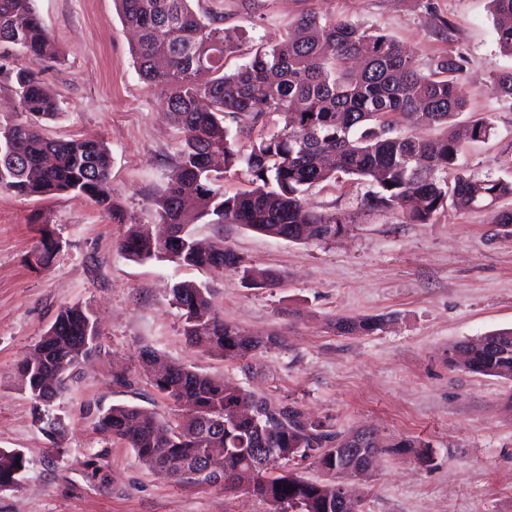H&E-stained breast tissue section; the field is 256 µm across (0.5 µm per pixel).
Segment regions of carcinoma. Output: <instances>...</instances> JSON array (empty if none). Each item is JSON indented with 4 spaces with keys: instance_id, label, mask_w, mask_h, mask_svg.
Returning a JSON list of instances; mask_svg holds the SVG:
<instances>
[{
    "instance_id": "obj_1",
    "label": "carcinoma",
    "mask_w": 512,
    "mask_h": 512,
    "mask_svg": "<svg viewBox=\"0 0 512 512\" xmlns=\"http://www.w3.org/2000/svg\"><path fill=\"white\" fill-rule=\"evenodd\" d=\"M34 2L0 0V69H7L21 116L0 123V192L20 197L70 193L92 200L115 218L106 143L98 137L43 133V123L57 117L60 103L39 78L37 66L57 61L60 50ZM115 2L123 23L138 30L132 55L141 79L161 91L168 116L183 134L168 186L152 202L155 217L170 225L175 236L162 243L130 227L119 249L135 260L157 259L216 274L238 268L241 258L222 243L209 253L193 248L192 226L203 219L219 231L226 224H241L274 238L286 228L294 240L308 241L311 235L295 224L303 211L307 223L326 229L322 240H332L347 230L351 217L308 210L305 195L339 173L377 188L364 200V209L397 211L418 224L428 223L449 199L468 210L512 196V181L458 173L448 183L461 139L481 140L492 131L485 116H472L456 128L466 107L459 83L463 65L457 59L438 57L426 73L412 52L384 33L305 13L278 44L256 48L248 63L226 73L225 60L238 42L227 35L222 17L196 12L191 0ZM489 3L498 45L512 55V0ZM159 46L167 52L161 66ZM18 53L30 65L9 66ZM201 65L214 72L205 86L195 80ZM492 89L512 99V71L493 74ZM202 98L208 100L204 109L198 106ZM278 113L288 115L286 126L259 135L243 153L240 139ZM424 116L446 126L447 133L428 139L402 131ZM331 152L335 161L327 164L324 157ZM241 164L250 173V187L228 195L224 178ZM51 241L50 231H42L41 265L57 251ZM246 280L264 288L278 281V274L255 271ZM172 294L185 317L184 336L205 352L245 358L284 343L278 333L244 342L241 329L215 309L206 285L180 282ZM333 326L341 334H369L382 326V319L338 317ZM97 336V320L87 309L66 306L35 353L17 364L35 416L48 414L41 429L54 442L64 433V423L49 415L47 404L65 388L69 373L96 355ZM455 348L468 352V372L512 381V329ZM140 356L152 385L176 405L177 423H163L137 406L112 405L100 411L98 426L125 441L144 465L177 481L207 483L212 476L196 471L205 467L208 449H224L220 467L233 474L248 468L249 449L268 448L271 456L257 470L252 492L271 505V512H335L327 486L302 478L289 466L311 459L324 469L336 468V442L345 434L296 406L273 403L178 364L158 376L150 371L158 354L146 347ZM241 404L255 407V418H238ZM26 468L22 453L0 449V489L16 484Z\"/></svg>"
}]
</instances>
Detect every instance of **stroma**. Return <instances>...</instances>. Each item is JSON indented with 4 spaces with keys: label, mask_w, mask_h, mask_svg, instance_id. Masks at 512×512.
<instances>
[{
    "label": "stroma",
    "mask_w": 512,
    "mask_h": 512,
    "mask_svg": "<svg viewBox=\"0 0 512 512\" xmlns=\"http://www.w3.org/2000/svg\"><path fill=\"white\" fill-rule=\"evenodd\" d=\"M223 16L241 40L225 71L247 63L259 46L282 40L312 11L380 30L414 51L420 66L464 57L466 116L490 117L489 137L463 143L458 171L512 181V100L491 90V77L512 70L497 43L489 0H193ZM37 12L63 52L42 72L61 111L48 136H95L108 146L118 224L91 200L0 194V449L20 450L28 467L0 490V512H270L247 489L185 483L147 468L123 440L97 425L100 409L136 405L174 422L173 403L152 386L140 352L223 378L276 403L351 433L379 436L375 467L348 479L359 512H512V381L451 366L452 345L512 328V230L494 207L462 210L446 203L429 223L365 210L373 185L343 175L311 189L317 210L354 215L333 241L293 242L238 224L216 232L198 223L199 240L224 242L241 268L214 275L168 261H135L117 244L129 225L157 232L151 198L167 186L181 133L158 89L144 82L131 37L114 0H36ZM448 33H440V19ZM60 247L47 267L35 257L41 228ZM273 270L279 281L247 287L243 273ZM204 282L225 321L256 336L280 332L282 347L228 359L191 346L171 290ZM96 318L98 353L78 369L52 411L66 430L51 443L15 370L63 307ZM339 316L384 318L365 335L336 333ZM124 374L129 385L116 383ZM428 443L421 452L420 443Z\"/></svg>",
    "instance_id": "1"
}]
</instances>
